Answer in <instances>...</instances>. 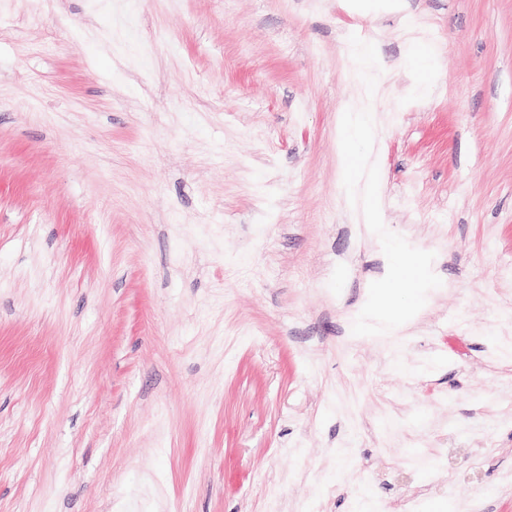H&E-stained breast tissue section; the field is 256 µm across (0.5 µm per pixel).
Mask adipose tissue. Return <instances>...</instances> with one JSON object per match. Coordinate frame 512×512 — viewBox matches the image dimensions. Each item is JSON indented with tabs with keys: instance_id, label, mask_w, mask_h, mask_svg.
<instances>
[{
	"instance_id": "ef3b65f1",
	"label": "adipose tissue",
	"mask_w": 512,
	"mask_h": 512,
	"mask_svg": "<svg viewBox=\"0 0 512 512\" xmlns=\"http://www.w3.org/2000/svg\"><path fill=\"white\" fill-rule=\"evenodd\" d=\"M340 154L342 158L341 186L349 206L362 212L366 223L378 237L387 232L381 222L379 188L370 155L352 150L353 141L366 142L374 135L375 114L368 107H347L339 118ZM429 262L425 255L411 252L401 263L390 266L389 275L378 288L372 303L362 313V323L376 336H393L403 322L415 315L425 288L431 287ZM403 301H396V293Z\"/></svg>"
}]
</instances>
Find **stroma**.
Returning <instances> with one entry per match:
<instances>
[{"label": "stroma", "instance_id": "35a3bbf8", "mask_svg": "<svg viewBox=\"0 0 512 512\" xmlns=\"http://www.w3.org/2000/svg\"><path fill=\"white\" fill-rule=\"evenodd\" d=\"M510 309L512 0H0V512H512ZM340 114L341 186L345 198L351 208L362 212L365 224H371V230L376 236L386 238V228L379 213V188L371 154L364 155L351 149L354 140L366 142L373 139L375 113L365 106H347L346 111ZM419 253L412 251L401 263L389 265V276L362 313V325L368 332L375 336H395L403 322L419 311L422 293L432 286L428 259ZM406 286L407 294L397 307L394 295Z\"/></svg>", "mask_w": 512, "mask_h": 512}]
</instances>
